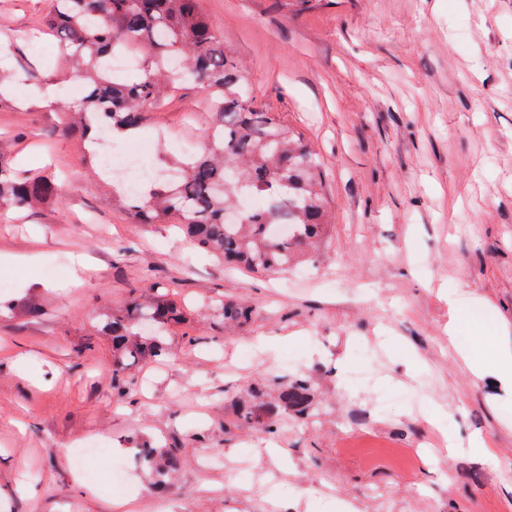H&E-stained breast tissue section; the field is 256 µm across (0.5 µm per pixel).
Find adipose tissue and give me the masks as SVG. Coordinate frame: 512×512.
<instances>
[{
    "mask_svg": "<svg viewBox=\"0 0 512 512\" xmlns=\"http://www.w3.org/2000/svg\"><path fill=\"white\" fill-rule=\"evenodd\" d=\"M471 346L460 351L461 360L477 377H495L512 397V323L499 318L475 324Z\"/></svg>",
    "mask_w": 512,
    "mask_h": 512,
    "instance_id": "obj_1",
    "label": "adipose tissue"
}]
</instances>
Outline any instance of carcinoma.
I'll list each match as a JSON object with an SVG mask.
<instances>
[{
	"mask_svg": "<svg viewBox=\"0 0 512 512\" xmlns=\"http://www.w3.org/2000/svg\"><path fill=\"white\" fill-rule=\"evenodd\" d=\"M45 24L85 83L80 100L54 101L66 132L78 131L92 144L128 136L141 128L146 110L186 82L217 109L207 148L177 163L178 179L157 176L147 190L130 195L116 180L102 177L112 185V203L134 223L174 218L196 248L255 273L286 272L307 247L327 237L320 161L299 133L253 107L224 37L201 14L198 0H54ZM121 47L138 52L142 63L137 72L117 77L108 60ZM56 195L51 179L21 173L0 155L1 217ZM249 195L265 199V208L244 211L238 224L224 223V211ZM283 223L293 225L294 234L276 235L273 225ZM221 310L233 326L248 323L253 313L248 304L230 299ZM183 320L176 301L157 288L149 298L132 297L124 310L103 320L100 332L112 337L113 381L121 382L136 362L165 354L163 338ZM312 403L310 384L296 379L282 386L272 406L260 388H252L237 402L236 417L269 428L281 413L306 416ZM139 458L161 479L178 465L172 448H142Z\"/></svg>",
	"mask_w": 512,
	"mask_h": 512,
	"instance_id": "carcinoma-1",
	"label": "carcinoma"
}]
</instances>
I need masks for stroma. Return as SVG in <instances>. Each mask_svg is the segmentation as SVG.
Instances as JSON below:
<instances>
[{"label":"stroma","instance_id":"obj_1","mask_svg":"<svg viewBox=\"0 0 512 512\" xmlns=\"http://www.w3.org/2000/svg\"><path fill=\"white\" fill-rule=\"evenodd\" d=\"M53 0H0L17 72L0 103V152L59 185L0 222V512H512V403L478 379L475 299L512 322V0H199L255 106L300 132L326 170L330 237L285 274L230 270L173 224L114 208L80 140L47 102L76 89L54 39ZM217 115L194 84L152 107L117 147L204 146ZM91 271L73 285L76 256ZM185 320L168 355L112 381L105 315L150 286ZM463 325L449 343L448 297ZM246 302L232 328L220 308ZM36 314H28L27 306ZM306 378L314 411L275 432L235 419L252 386L275 402ZM481 435L491 456L449 457L426 418ZM121 463L89 487L88 439ZM178 449L158 487L145 446ZM221 310L224 321L233 326L247 324L251 320L253 313L252 307L248 304L230 299L222 304ZM109 453L110 449L105 448L100 441L88 440L83 448L75 452L74 460L88 481L112 490V482L120 481L124 472L118 469L103 471L99 468L98 463L105 460Z\"/></svg>","mask_w":512,"mask_h":512}]
</instances>
